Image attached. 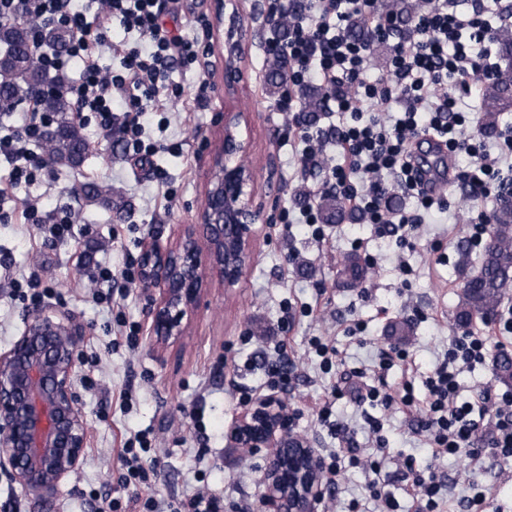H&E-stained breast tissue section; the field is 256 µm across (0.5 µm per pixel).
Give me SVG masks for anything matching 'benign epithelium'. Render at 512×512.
<instances>
[{
    "label": "benign epithelium",
    "instance_id": "obj_1",
    "mask_svg": "<svg viewBox=\"0 0 512 512\" xmlns=\"http://www.w3.org/2000/svg\"><path fill=\"white\" fill-rule=\"evenodd\" d=\"M231 7L224 40V90L244 88L241 69L246 33L236 0H216L217 13ZM242 112L224 113V139L211 156L209 183L198 221L173 248L145 245L143 281L160 291L149 333L164 348L181 341L215 273L224 287L243 278L260 214L253 205V172L238 158L249 148ZM86 330L63 310L27 318L20 336L0 352V472L34 500L48 504L63 480L75 474L89 444L86 417L76 391L78 347ZM237 448H271L262 476L261 512H318L325 481L314 450L288 430L284 401L257 399L228 429Z\"/></svg>",
    "mask_w": 512,
    "mask_h": 512
}]
</instances>
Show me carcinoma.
Returning a JSON list of instances; mask_svg holds the SVG:
<instances>
[{
    "label": "carcinoma",
    "instance_id": "1",
    "mask_svg": "<svg viewBox=\"0 0 512 512\" xmlns=\"http://www.w3.org/2000/svg\"><path fill=\"white\" fill-rule=\"evenodd\" d=\"M388 10L409 22L419 8V0H392ZM500 57L505 66L496 70L495 76L482 88V116L480 129L493 134L498 129L499 113L512 108V31L496 32ZM0 43L6 45L0 53V100L17 102L41 87L42 107L57 117L56 126L49 130L39 147L52 165L74 168L88 155L91 145L79 124L69 116L70 102L52 89L53 80L42 70L38 57L30 44L28 25L12 21L0 24ZM288 72L284 59L270 62L266 75L268 87L278 90ZM81 197L87 205L112 209V191L105 184L89 183L82 187ZM325 224H341L346 220L357 221L355 209L339 193L327 194L319 204ZM368 273V264L360 256L349 254L342 260L341 275L345 284L353 287L362 282ZM463 290L461 301L454 314L455 324L464 327L478 320L487 321L494 316L512 287V204H499L494 215L492 238L484 250L477 271L462 270ZM498 377L505 383L512 382V355L501 353L496 361Z\"/></svg>",
    "mask_w": 512,
    "mask_h": 512
}]
</instances>
